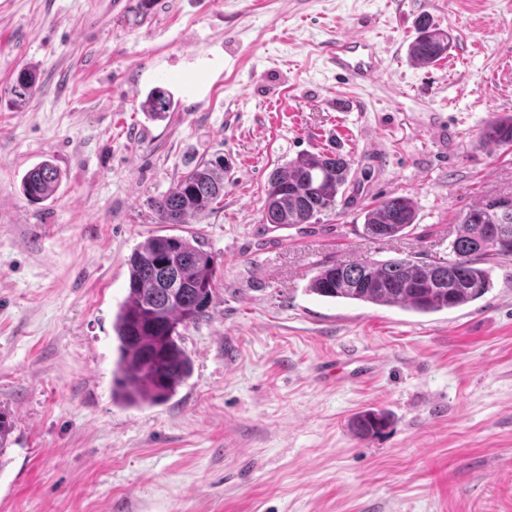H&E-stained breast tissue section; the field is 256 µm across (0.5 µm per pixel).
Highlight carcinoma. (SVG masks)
Wrapping results in <instances>:
<instances>
[{
	"mask_svg": "<svg viewBox=\"0 0 512 512\" xmlns=\"http://www.w3.org/2000/svg\"><path fill=\"white\" fill-rule=\"evenodd\" d=\"M451 37L427 16L417 23L408 56L417 65L432 66L448 56ZM36 75L29 69L16 77L15 101H26ZM172 107L161 87L150 90L142 111L161 118ZM482 139L496 147H512V115L488 123ZM349 160L320 151H305L275 168L269 176L260 223L274 227L310 224L336 205L346 185ZM63 174L45 160L21 180V191L32 203L57 197ZM224 199V157L192 161L172 189L156 202L161 224H194L207 217ZM490 197L467 207L460 230L449 245L446 262L393 258L334 263L321 268L307 291L322 298L396 307L417 313L458 308L481 297L490 288V274L482 264L512 257V209L497 207ZM416 220L408 196L383 199L364 211V233L375 239L401 235ZM499 225L504 232L491 234ZM214 261L195 236L155 235L134 248L128 259L127 295L112 324L118 357L112 372V400L129 406L157 405L170 400L191 374V360L181 345L178 327L196 324L209 313L213 301ZM387 416L367 410L360 414L354 433L368 438L381 432ZM10 434L8 415L0 412V471L7 464Z\"/></svg>",
	"mask_w": 512,
	"mask_h": 512,
	"instance_id": "obj_1",
	"label": "carcinoma"
}]
</instances>
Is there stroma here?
Instances as JSON below:
<instances>
[{
    "label": "stroma",
    "mask_w": 512,
    "mask_h": 512,
    "mask_svg": "<svg viewBox=\"0 0 512 512\" xmlns=\"http://www.w3.org/2000/svg\"><path fill=\"white\" fill-rule=\"evenodd\" d=\"M137 4L0 0V512H512V257L430 314L307 290L336 262L447 261L462 211L512 192V149L481 140L512 115V0ZM424 13L452 37L429 67L407 56ZM357 33L385 57L363 87L325 57ZM155 87L174 102L161 120L139 108ZM313 149L349 159L343 196L265 228L270 173ZM191 151L223 155L224 199L159 223ZM47 158L61 194L30 203L21 180ZM394 195L415 224L364 235ZM188 233L216 261L208 317L180 331L192 373L166 403L116 404L127 260ZM368 409L389 425L361 439Z\"/></svg>",
    "instance_id": "stroma-1"
}]
</instances>
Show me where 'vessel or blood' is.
Returning a JSON list of instances; mask_svg holds the SVG:
<instances>
[{"label": "vessel or blood", "mask_w": 512, "mask_h": 512, "mask_svg": "<svg viewBox=\"0 0 512 512\" xmlns=\"http://www.w3.org/2000/svg\"><path fill=\"white\" fill-rule=\"evenodd\" d=\"M326 60L347 83L358 87L377 80L384 70L381 49L362 34L337 38L327 48Z\"/></svg>", "instance_id": "vessel-or-blood-1"}]
</instances>
